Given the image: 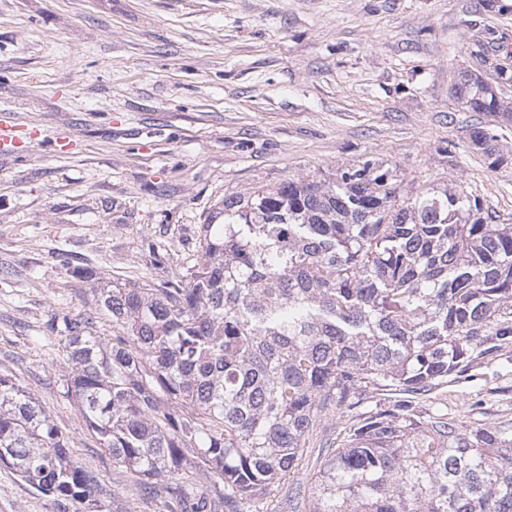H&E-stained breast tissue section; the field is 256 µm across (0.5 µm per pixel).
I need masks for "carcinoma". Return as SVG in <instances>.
<instances>
[{
  "label": "carcinoma",
  "instance_id": "cac0c4a2",
  "mask_svg": "<svg viewBox=\"0 0 512 512\" xmlns=\"http://www.w3.org/2000/svg\"><path fill=\"white\" fill-rule=\"evenodd\" d=\"M464 108L512 122V102L465 70ZM472 145L507 162L496 135ZM458 186L402 194L365 162L217 202L188 273L91 282L89 309L54 313L66 394L112 461L170 512H264L330 413L377 393L308 490V512H512V422L471 426L417 396L512 347V224ZM112 318V341L95 335ZM213 490L185 484L190 459ZM0 464L62 512L108 492L71 459L51 413L0 374Z\"/></svg>",
  "mask_w": 512,
  "mask_h": 512
}]
</instances>
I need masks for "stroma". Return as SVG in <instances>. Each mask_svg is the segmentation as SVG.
<instances>
[{
    "instance_id": "1",
    "label": "stroma",
    "mask_w": 512,
    "mask_h": 512,
    "mask_svg": "<svg viewBox=\"0 0 512 512\" xmlns=\"http://www.w3.org/2000/svg\"><path fill=\"white\" fill-rule=\"evenodd\" d=\"M512 40V0H0V120L35 140L0 148V374L54 416L105 512H166L112 462L65 393L52 313L87 284L177 279L214 204L371 162L408 195L460 185L512 224V123L463 109L461 69L497 83L485 28ZM490 128L508 164L469 146ZM465 422L512 420V348L419 397ZM320 426L268 512L310 482ZM0 512H59L0 465Z\"/></svg>"
}]
</instances>
